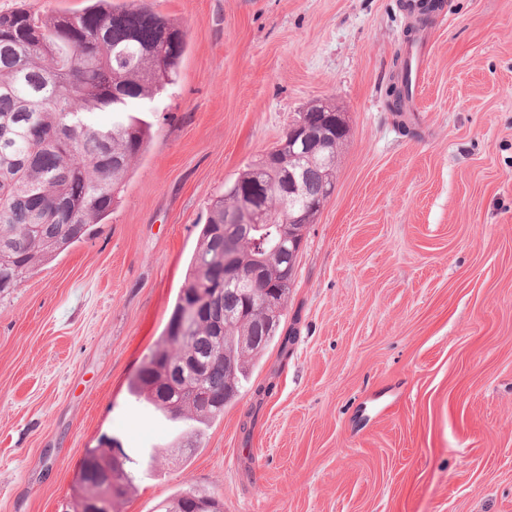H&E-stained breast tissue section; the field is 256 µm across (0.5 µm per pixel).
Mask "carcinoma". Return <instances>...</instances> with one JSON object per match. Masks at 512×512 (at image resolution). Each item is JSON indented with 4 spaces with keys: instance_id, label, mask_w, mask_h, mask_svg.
Listing matches in <instances>:
<instances>
[{
    "instance_id": "carcinoma-1",
    "label": "carcinoma",
    "mask_w": 512,
    "mask_h": 512,
    "mask_svg": "<svg viewBox=\"0 0 512 512\" xmlns=\"http://www.w3.org/2000/svg\"><path fill=\"white\" fill-rule=\"evenodd\" d=\"M88 2L79 14L36 15L24 8L0 13V295L20 287L29 271L109 215L132 162L151 138L150 126L130 113L144 111L164 94L186 51L184 31L147 0ZM409 8L415 13V34L442 8V0H419ZM394 79L387 108L404 118L413 96L407 62ZM97 112L112 113V124L95 122ZM309 121L325 134L326 163L309 170L300 197L276 214L275 223L254 225L251 240L244 243L225 233L239 194L282 182L286 135L213 201L200 231L173 316L184 311L190 292L213 282L214 270L232 251L239 266L255 272L256 287H223L209 305L216 318L232 312L238 322L219 333L203 317L201 329L183 343L166 329L129 383L131 396L163 416L190 421L174 443L179 453L201 444L206 428L248 383L249 366L276 338H281V351H288L290 337L265 326L258 300L277 286L281 308H286L294 282L288 273V220L308 224L320 210L321 188L334 187L338 149L347 134L333 106L310 113ZM242 334L257 338L246 353L234 341ZM184 351L195 366L170 374V362ZM110 462L108 454L92 448L80 468L83 495L102 502L99 512H112V502L127 493L136 477V462L128 457L126 469L112 476L119 492L109 494L102 475ZM203 499L224 507L214 494L190 488L174 495L162 512H196Z\"/></svg>"
}]
</instances>
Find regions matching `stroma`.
I'll use <instances>...</instances> for the list:
<instances>
[{"label":"stroma","instance_id":"stroma-1","mask_svg":"<svg viewBox=\"0 0 512 512\" xmlns=\"http://www.w3.org/2000/svg\"><path fill=\"white\" fill-rule=\"evenodd\" d=\"M177 84L103 223L0 297V512H72L88 449L224 512H512V0H444L410 130L385 89L402 0H148ZM314 101L343 112L335 188L241 394L179 463L184 422L128 392L211 200ZM268 395L256 396L260 385Z\"/></svg>","mask_w":512,"mask_h":512}]
</instances>
